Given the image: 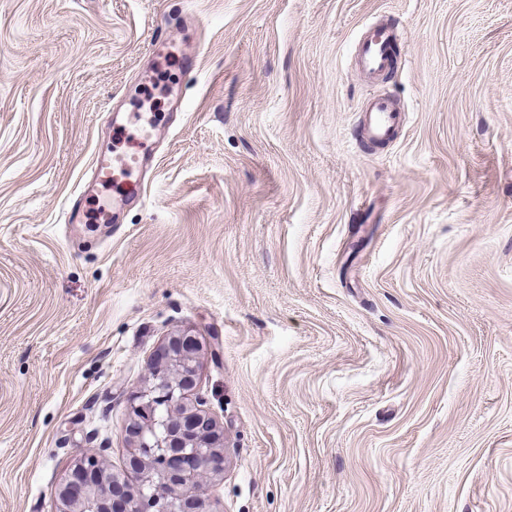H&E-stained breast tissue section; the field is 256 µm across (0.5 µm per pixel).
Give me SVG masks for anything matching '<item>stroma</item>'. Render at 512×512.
Listing matches in <instances>:
<instances>
[{
	"mask_svg": "<svg viewBox=\"0 0 512 512\" xmlns=\"http://www.w3.org/2000/svg\"><path fill=\"white\" fill-rule=\"evenodd\" d=\"M378 19L384 81L352 64ZM147 93L143 201L66 223ZM185 330L212 512H512V0H0V512H52L80 449L123 469ZM399 122L400 112L393 98L387 94L374 97L368 110L361 114L365 138L373 142L390 139Z\"/></svg>",
	"mask_w": 512,
	"mask_h": 512,
	"instance_id": "obj_1",
	"label": "stroma"
}]
</instances>
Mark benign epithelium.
Here are the masks:
<instances>
[{"label":"benign epithelium","mask_w":512,"mask_h":512,"mask_svg":"<svg viewBox=\"0 0 512 512\" xmlns=\"http://www.w3.org/2000/svg\"><path fill=\"white\" fill-rule=\"evenodd\" d=\"M204 338L167 337L128 396L125 469L84 448L55 488L53 512H210L197 489L224 475V429L195 397Z\"/></svg>","instance_id":"benign-epithelium-1"}]
</instances>
